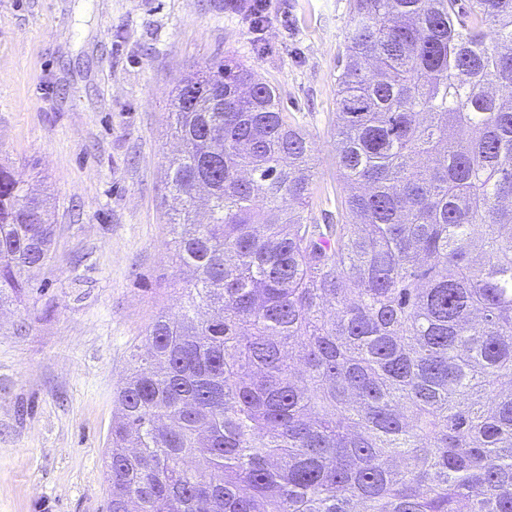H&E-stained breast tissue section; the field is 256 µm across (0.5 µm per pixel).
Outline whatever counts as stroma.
Listing matches in <instances>:
<instances>
[{"mask_svg": "<svg viewBox=\"0 0 512 512\" xmlns=\"http://www.w3.org/2000/svg\"><path fill=\"white\" fill-rule=\"evenodd\" d=\"M0 0V165L47 199L49 261L0 307V512H108L113 394L192 279L173 248L171 101L231 59L313 142L309 211L335 223L336 76L349 0Z\"/></svg>", "mask_w": 512, "mask_h": 512, "instance_id": "obj_1", "label": "stroma"}]
</instances>
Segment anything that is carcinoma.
I'll list each match as a JSON object with an SVG mask.
<instances>
[{"label":"carcinoma","mask_w":512,"mask_h":512,"mask_svg":"<svg viewBox=\"0 0 512 512\" xmlns=\"http://www.w3.org/2000/svg\"><path fill=\"white\" fill-rule=\"evenodd\" d=\"M336 83L334 224L273 86L179 89L195 278L130 352L109 512H512V0H353ZM53 235L0 166V306Z\"/></svg>","instance_id":"obj_1"}]
</instances>
